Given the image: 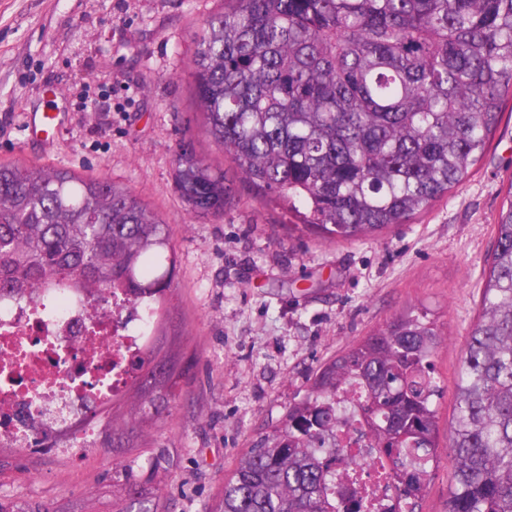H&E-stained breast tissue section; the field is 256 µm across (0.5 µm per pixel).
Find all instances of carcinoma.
<instances>
[{
    "label": "carcinoma",
    "mask_w": 512,
    "mask_h": 512,
    "mask_svg": "<svg viewBox=\"0 0 512 512\" xmlns=\"http://www.w3.org/2000/svg\"><path fill=\"white\" fill-rule=\"evenodd\" d=\"M207 134L258 197L325 241L376 238L463 183L512 102V0H224L190 62ZM189 215L224 212L234 180L175 149ZM448 436V512H512V182L495 224ZM168 224L131 191L0 162V292L82 285L165 304ZM442 338L424 309L326 363L286 422L240 457L220 512H370L336 496L329 450L356 423L419 512L437 448ZM157 364L145 390L173 385ZM357 387L362 399L343 405Z\"/></svg>",
    "instance_id": "1"
}]
</instances>
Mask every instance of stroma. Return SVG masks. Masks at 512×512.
Wrapping results in <instances>:
<instances>
[{"instance_id": "obj_1", "label": "stroma", "mask_w": 512, "mask_h": 512, "mask_svg": "<svg viewBox=\"0 0 512 512\" xmlns=\"http://www.w3.org/2000/svg\"><path fill=\"white\" fill-rule=\"evenodd\" d=\"M223 0H0V162L113 180L170 229L176 268L153 348L181 376L160 406L132 389L81 459L0 447V503L20 512H219L241 454L278 426L326 360L407 310L443 335L437 461L422 512H448V424L494 224L512 185V120L453 193L377 239L292 238L291 215L238 186L185 226L174 149L229 169L206 133L187 63ZM67 119L31 139L49 86Z\"/></svg>"}]
</instances>
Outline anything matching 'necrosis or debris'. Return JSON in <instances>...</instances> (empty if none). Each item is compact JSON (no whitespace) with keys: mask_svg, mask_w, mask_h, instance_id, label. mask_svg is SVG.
I'll use <instances>...</instances> for the list:
<instances>
[{"mask_svg":"<svg viewBox=\"0 0 512 512\" xmlns=\"http://www.w3.org/2000/svg\"><path fill=\"white\" fill-rule=\"evenodd\" d=\"M153 321L150 303L120 293L106 302L76 288L0 295V447H47L59 432L70 449L86 447L95 411L137 382ZM341 440L337 495L359 493L386 512L395 493L366 439L346 427Z\"/></svg>","mask_w":512,"mask_h":512,"instance_id":"obj_1","label":"necrosis or debris"}]
</instances>
